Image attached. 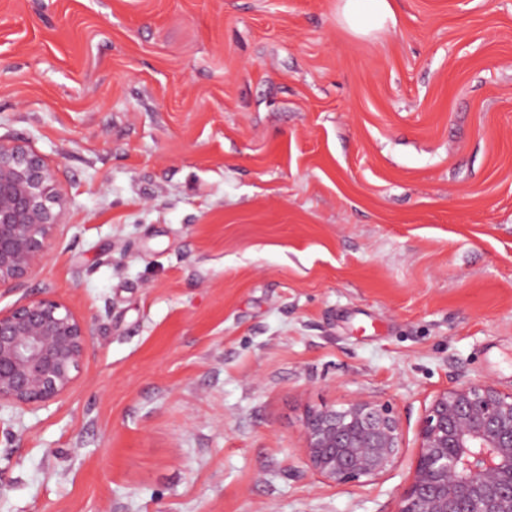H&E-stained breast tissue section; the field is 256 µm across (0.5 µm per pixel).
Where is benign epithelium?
Here are the masks:
<instances>
[{"label": "benign epithelium", "instance_id": "obj_1", "mask_svg": "<svg viewBox=\"0 0 512 512\" xmlns=\"http://www.w3.org/2000/svg\"><path fill=\"white\" fill-rule=\"evenodd\" d=\"M67 199L47 159L0 141V288L40 266ZM90 340L85 321L40 297L0 312V406L36 409L73 386ZM304 458L325 480L346 485L391 471L403 453L399 417L387 403L356 397L309 412ZM419 452L396 512H512V391L465 382L433 396Z\"/></svg>", "mask_w": 512, "mask_h": 512}]
</instances>
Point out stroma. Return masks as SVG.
I'll return each instance as SVG.
<instances>
[{"label":"stroma","mask_w":512,"mask_h":512,"mask_svg":"<svg viewBox=\"0 0 512 512\" xmlns=\"http://www.w3.org/2000/svg\"><path fill=\"white\" fill-rule=\"evenodd\" d=\"M0 0V139L68 198L0 311L90 329L73 388L0 408V512H395L432 397L512 390V0ZM390 403L335 485L308 411ZM341 23L353 34L365 36L372 31L394 23V10L390 0H339ZM304 458L325 480L346 485L391 471L403 453L399 417L387 403L356 397L304 420Z\"/></svg>","instance_id":"stroma-1"}]
</instances>
